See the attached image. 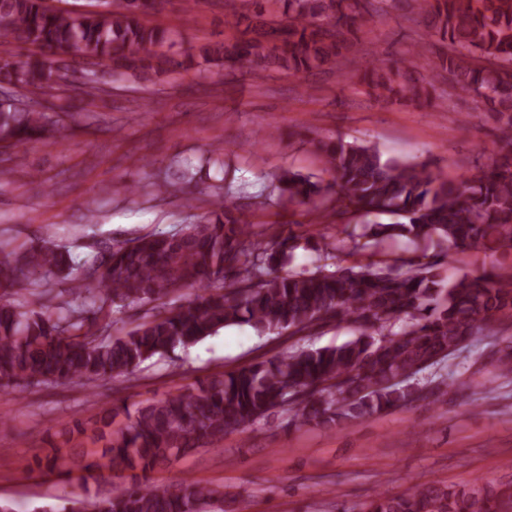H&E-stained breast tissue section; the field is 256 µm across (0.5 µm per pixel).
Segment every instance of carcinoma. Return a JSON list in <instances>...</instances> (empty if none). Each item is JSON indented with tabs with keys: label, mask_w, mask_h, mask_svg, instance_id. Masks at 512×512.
<instances>
[{
	"label": "carcinoma",
	"mask_w": 512,
	"mask_h": 512,
	"mask_svg": "<svg viewBox=\"0 0 512 512\" xmlns=\"http://www.w3.org/2000/svg\"><path fill=\"white\" fill-rule=\"evenodd\" d=\"M384 0H240L239 17L254 36L233 44H205L207 63L245 68L255 76L300 74L338 66L359 52L357 37ZM421 22L439 36L437 81L474 96L492 116L502 147L475 174L441 180L428 165L383 157L368 142L318 141L329 179L292 170L275 176L298 207L388 216L366 225L368 245L405 238L444 249L428 261L401 267H317L284 273L298 248L290 235L272 244L249 240L248 218L216 199L195 224L157 232L100 256L74 255L56 245L0 249V388L30 382H77L94 388L133 374L145 361L189 348L231 325L260 335H308L330 322L355 328L334 347L297 348L233 372L215 375L188 394L139 403L117 401L56 433L35 466L70 483L104 469L133 473V482L100 498L74 495L36 512H227L224 495L195 481L158 483L150 474L191 450L224 440L276 410L299 424L326 429L410 405L420 386L414 375L459 351L480 323L512 310V0H422ZM102 11L53 9L45 0H0V41L29 52L0 63V82L43 93L69 88L60 55L112 61V76L147 79L172 62L160 52L167 32L142 20L136 0H103ZM429 42L396 62L376 61L363 77L372 94L411 102L431 99L433 81L416 76L415 59L430 58ZM50 117L40 107L0 106V141L46 137ZM482 247L499 264L479 275L446 282L451 254ZM71 287H46L59 275ZM32 286L31 307L7 299L18 280ZM195 290V297L154 312L133 329L110 336L112 315L126 303H152ZM365 512H512V491L499 486H448L431 481L409 493L381 494Z\"/></svg>",
	"instance_id": "obj_1"
}]
</instances>
